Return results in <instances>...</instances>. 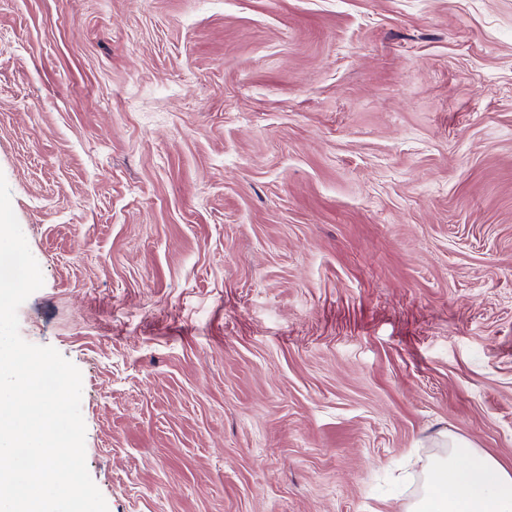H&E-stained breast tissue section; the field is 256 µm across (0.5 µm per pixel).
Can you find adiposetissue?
Segmentation results:
<instances>
[{
  "label": "adipose tissue",
  "instance_id": "ef3b65f1",
  "mask_svg": "<svg viewBox=\"0 0 512 512\" xmlns=\"http://www.w3.org/2000/svg\"><path fill=\"white\" fill-rule=\"evenodd\" d=\"M408 512H512V470L449 438L447 454L432 459Z\"/></svg>",
  "mask_w": 512,
  "mask_h": 512
}]
</instances>
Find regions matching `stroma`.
Returning a JSON list of instances; mask_svg holds the SVG:
<instances>
[{
    "mask_svg": "<svg viewBox=\"0 0 512 512\" xmlns=\"http://www.w3.org/2000/svg\"><path fill=\"white\" fill-rule=\"evenodd\" d=\"M0 174L108 512L512 469V0H0Z\"/></svg>",
    "mask_w": 512,
    "mask_h": 512,
    "instance_id": "35a3bbf8",
    "label": "stroma"
}]
</instances>
